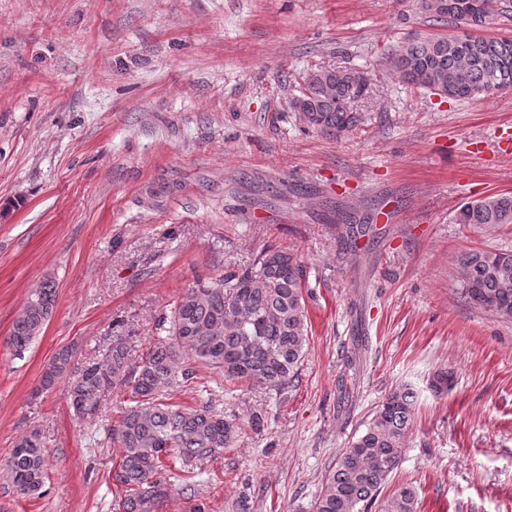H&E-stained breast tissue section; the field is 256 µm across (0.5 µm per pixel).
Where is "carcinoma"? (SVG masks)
I'll use <instances>...</instances> for the list:
<instances>
[{"label": "carcinoma", "instance_id": "obj_1", "mask_svg": "<svg viewBox=\"0 0 512 512\" xmlns=\"http://www.w3.org/2000/svg\"><path fill=\"white\" fill-rule=\"evenodd\" d=\"M497 6L498 0H419V9L428 18L459 32L400 46L387 57L390 74L418 89L441 88L457 102L511 93L512 38L477 34ZM370 84L371 78L346 66L310 70L300 91L309 109L304 126L329 138L340 137L360 121L353 106L368 94ZM454 223L490 228L512 224V194L465 200ZM456 274L468 302L512 319L511 253L470 249L458 257ZM306 288V271L298 257L267 248L250 268H228L186 288L158 321L165 336L149 347L136 367H130L121 336L112 340L102 360L77 371L71 370L66 349L51 359L42 387L73 376L72 407L84 418L99 414L109 388L132 385L131 401L111 429L122 448L112 472L117 512H158L172 486L165 460L181 462V490L190 491L195 467L224 456L242 434L244 424L208 400L194 406L173 401L178 392L200 387L195 362L209 366L224 382L249 383L277 393L288 388L309 342ZM56 297V283L49 278L32 291L6 340L15 354L23 353L41 334ZM415 409L416 394L410 387L401 385L390 392L325 476L312 512H368L401 460ZM47 466L40 435L22 437L8 462L15 491L36 494ZM417 507L415 489L404 485L384 501L381 512H417Z\"/></svg>", "mask_w": 512, "mask_h": 512}]
</instances>
